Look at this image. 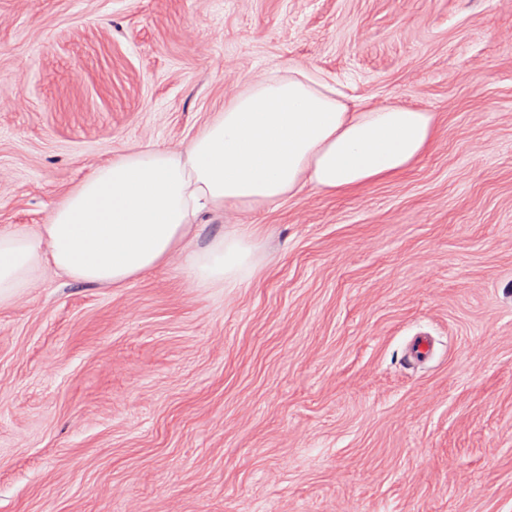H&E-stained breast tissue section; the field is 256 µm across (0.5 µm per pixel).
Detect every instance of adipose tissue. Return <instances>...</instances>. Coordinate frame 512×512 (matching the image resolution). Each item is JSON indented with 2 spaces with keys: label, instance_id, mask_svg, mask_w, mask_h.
<instances>
[{
  "label": "adipose tissue",
  "instance_id": "ef3b65f1",
  "mask_svg": "<svg viewBox=\"0 0 512 512\" xmlns=\"http://www.w3.org/2000/svg\"><path fill=\"white\" fill-rule=\"evenodd\" d=\"M434 113L350 108L298 67L251 77L187 142L147 143L95 164L36 230H0V306L43 272L121 287L179 263L196 288H236L261 270L256 228L239 217L313 190L333 196L411 168L433 143ZM226 232L193 245L202 214Z\"/></svg>",
  "mask_w": 512,
  "mask_h": 512
}]
</instances>
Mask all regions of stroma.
I'll use <instances>...</instances> for the list:
<instances>
[{"instance_id":"obj_1","label":"stroma","mask_w":512,"mask_h":512,"mask_svg":"<svg viewBox=\"0 0 512 512\" xmlns=\"http://www.w3.org/2000/svg\"><path fill=\"white\" fill-rule=\"evenodd\" d=\"M288 67L436 113L433 147L243 214L241 287L1 307L0 512H512V0H0V228Z\"/></svg>"}]
</instances>
